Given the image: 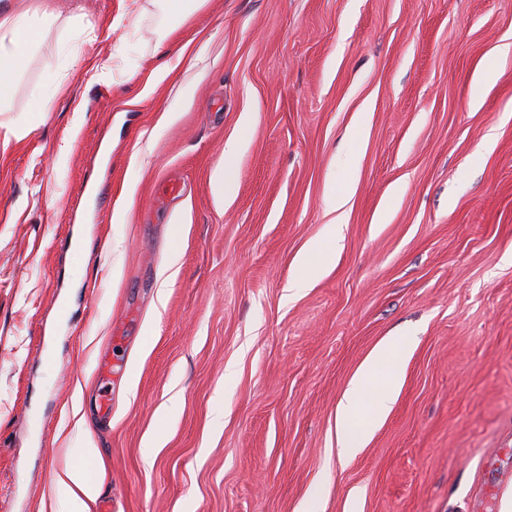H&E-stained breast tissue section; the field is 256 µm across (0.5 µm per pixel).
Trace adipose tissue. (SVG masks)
Listing matches in <instances>:
<instances>
[{
    "mask_svg": "<svg viewBox=\"0 0 512 512\" xmlns=\"http://www.w3.org/2000/svg\"><path fill=\"white\" fill-rule=\"evenodd\" d=\"M48 24L49 15L41 6L26 5L22 0H0V110L6 109L11 100L21 61L47 32ZM384 351V346H377L367 357L337 407V447L343 461L353 459L370 436L357 424L356 416L365 380L375 372ZM97 458L96 449H82L80 462L58 478L57 492L66 502L68 512H91L101 490Z\"/></svg>",
    "mask_w": 512,
    "mask_h": 512,
    "instance_id": "1",
    "label": "adipose tissue"
}]
</instances>
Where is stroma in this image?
<instances>
[{"label": "stroma", "instance_id": "1", "mask_svg": "<svg viewBox=\"0 0 512 512\" xmlns=\"http://www.w3.org/2000/svg\"><path fill=\"white\" fill-rule=\"evenodd\" d=\"M46 7L0 114V512H67L83 448L112 512H505L512 0ZM390 337L413 347L368 387L398 396L341 463L337 405ZM206 0H162L165 13L171 17L186 19L192 13L201 8ZM348 201L349 199L346 195H336L335 192H331V194L326 199L328 212L335 214L330 224H337L336 226H333V240L336 241V246H338L339 242L341 241L340 224H343L342 219L344 215V208L347 205ZM336 212H338L337 216Z\"/></svg>", "mask_w": 512, "mask_h": 512}]
</instances>
